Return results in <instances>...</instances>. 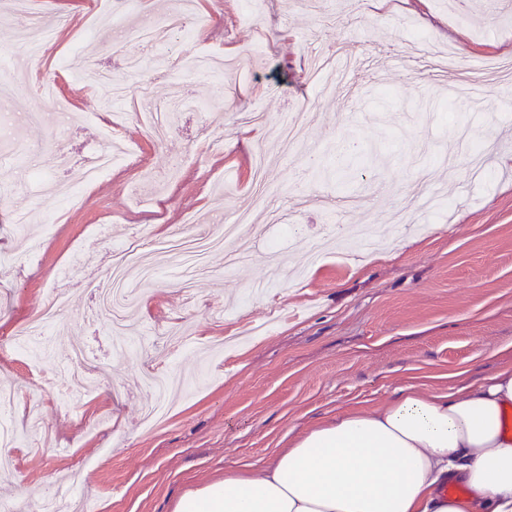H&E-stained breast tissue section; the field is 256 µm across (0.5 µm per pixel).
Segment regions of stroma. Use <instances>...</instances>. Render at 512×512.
<instances>
[{
  "instance_id": "obj_1",
  "label": "stroma",
  "mask_w": 512,
  "mask_h": 512,
  "mask_svg": "<svg viewBox=\"0 0 512 512\" xmlns=\"http://www.w3.org/2000/svg\"><path fill=\"white\" fill-rule=\"evenodd\" d=\"M181 0H30L59 31L40 61L60 112L38 94L0 109V339L20 335L50 294L64 304L44 346L0 353V387L17 393L6 418L21 439L0 445V500L37 512L57 497L63 512H169L184 489L225 469L262 466L288 439L336 412L374 409L398 387L424 394L480 380L512 361V75L485 83L484 107L463 102L486 57L512 50V0H194L190 36L150 49L123 43L106 20L153 29ZM21 18L0 0L6 73L24 79L15 43ZM458 53L447 65L415 51V26ZM357 62L350 85L321 93L310 59ZM141 55L139 82L121 102L94 76L121 77ZM224 59L221 79L180 72L178 56ZM158 111L181 100L162 145L149 142L144 97ZM306 107L307 141L290 150L277 124ZM265 113V124L242 113ZM124 119L114 134L138 153L84 185L82 164L100 146V114ZM22 140L29 179L8 145ZM268 210L254 206L259 154ZM79 182L69 201L49 192ZM435 189L440 204L419 206ZM41 209L52 224L17 230L11 219ZM251 215L233 266L208 254L184 287L180 258L157 254L164 275L134 312L140 346L113 351L108 320L87 280L106 275L133 240L164 241L173 228L212 232ZM107 225L109 240L96 235ZM38 242L28 256L23 238ZM108 377L89 396L60 398L76 349ZM186 390L144 422L153 400L145 366Z\"/></svg>"
}]
</instances>
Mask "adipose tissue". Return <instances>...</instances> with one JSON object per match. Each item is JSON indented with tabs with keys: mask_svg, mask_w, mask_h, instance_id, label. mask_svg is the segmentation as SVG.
<instances>
[{
	"mask_svg": "<svg viewBox=\"0 0 512 512\" xmlns=\"http://www.w3.org/2000/svg\"><path fill=\"white\" fill-rule=\"evenodd\" d=\"M451 478L466 496L441 495ZM169 512H512V364L457 390L411 384L378 409L336 414L262 471L185 489Z\"/></svg>",
	"mask_w": 512,
	"mask_h": 512,
	"instance_id": "adipose-tissue-1",
	"label": "adipose tissue"
}]
</instances>
